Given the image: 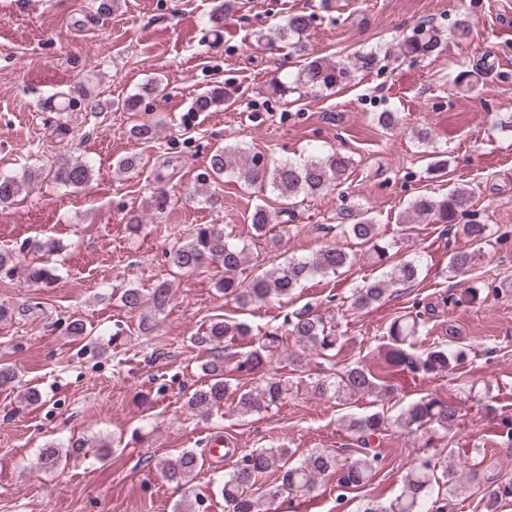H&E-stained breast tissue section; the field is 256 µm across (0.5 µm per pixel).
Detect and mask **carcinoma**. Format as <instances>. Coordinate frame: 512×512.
Listing matches in <instances>:
<instances>
[{
  "label": "carcinoma",
  "mask_w": 512,
  "mask_h": 512,
  "mask_svg": "<svg viewBox=\"0 0 512 512\" xmlns=\"http://www.w3.org/2000/svg\"><path fill=\"white\" fill-rule=\"evenodd\" d=\"M311 18L305 14H293L277 24L267 33L258 36V40L278 42L291 53L306 59V63L292 82L278 79L271 85L274 94L281 97L296 92L298 87H306L314 92L332 88L351 80L358 72L374 70L382 59L393 56L396 59L438 56L444 51V35L432 25L417 26L405 36L397 48H390L385 54L376 50L359 52L349 60L330 62L322 57L313 56L305 34ZM154 88L147 86L143 93L127 97L121 103L125 112H137L144 104V97L152 94ZM230 98L222 87L212 88L199 94L189 111L183 115L182 124L190 127L200 112H207L213 106ZM353 168L352 160L334 152L326 157L311 155L299 160L288 159L278 164H269L257 155H248L241 148L232 145L217 146L209 156L204 170L197 181L205 186L234 174L238 179L262 187H269L280 199V213L295 210L301 199L315 196L333 184L346 181ZM37 176V171L29 167L21 176L0 178V206L15 202L24 185ZM92 167L84 160L68 161L54 172L57 182L70 187H80L89 183ZM475 189L462 185L443 195L419 194L410 202L399 224L404 231L411 225L434 221L453 224L458 216L473 206ZM344 236L354 244L367 248L382 265L389 262L393 247L383 241L378 232L376 220L367 211L357 206L342 209L336 217ZM273 216L265 207H257L252 214V229L255 237L262 240L269 233ZM461 232L470 242L471 248L458 250L448 255V272L454 277L467 274L474 266L478 253L489 242V227L486 224H464ZM41 258L27 265V278L46 288L50 287L57 275L50 265L49 258L56 251V243L48 240L38 246ZM246 246L229 241L224 230L217 224H198L188 240L175 248L170 257L172 265L184 272H193L205 263L214 264L224 272L217 282L224 291V297L234 300L241 308L262 304L271 299H286L301 287L302 283L315 274H336L351 267L356 262V254L344 246L336 244L326 246L309 257L290 258L282 266L264 270L256 274L242 276L247 263ZM423 257L413 254L401 258L390 270L372 277L356 288L351 296V306L366 309L381 302L390 286L412 283L419 277ZM123 305L131 310L149 306L160 312L170 301V289L162 282L151 290L144 288H124L120 293ZM424 320L421 312H409L390 322L386 328V341L383 345L385 361L397 371L411 377H435L442 375L466 356L461 349H452L443 345L429 344L422 351L414 350V339L420 335ZM285 334L266 332L255 339L257 346L239 352L230 357L222 354L225 340L246 339L252 337L251 327L238 320L217 319L211 322L193 342L200 346H209L212 358L201 365L208 381L195 389L187 399L192 412L208 415L223 407L243 417L259 413L282 402L290 387L288 382L275 372H267L258 392L242 390L230 383L229 373L252 374L272 364L273 352L292 338L302 348H312L323 359L331 357L336 349L339 336L335 325L323 316L316 314L309 306L297 309L284 319ZM316 388L321 394H332L339 400L350 396H368L383 400L393 386L356 365L348 368L334 380L320 379ZM457 420V410L436 397L424 396L402 408L395 418H390L384 410L373 411L349 417L347 428L358 435L361 450L358 456L336 469V455L329 450L313 449L301 458H295L290 448L261 447L240 455L233 469L224 477L221 494L230 506L229 512H277V502L285 493H313L321 481L337 476V499L364 485L375 473L379 465V455L372 450V444L380 438L390 426L401 428L406 433H417L428 424H435L446 430ZM88 440L76 439L67 444L66 453L59 446L50 443L40 450L39 468L53 471L62 464V459L79 458L86 454ZM157 467L169 482L191 490V482L200 469L197 452L184 449L176 455L159 460ZM278 472V483L266 486L261 478L264 474ZM441 476L448 486V496L459 490L454 465L448 458L435 462L429 458L421 460L404 478L403 486L396 498L385 507L374 500L362 505L361 512H430L434 504L428 501L429 492L436 476ZM489 486L485 494L484 509L496 512L497 505L512 498V480L499 481L488 479Z\"/></svg>",
  "instance_id": "1"
}]
</instances>
